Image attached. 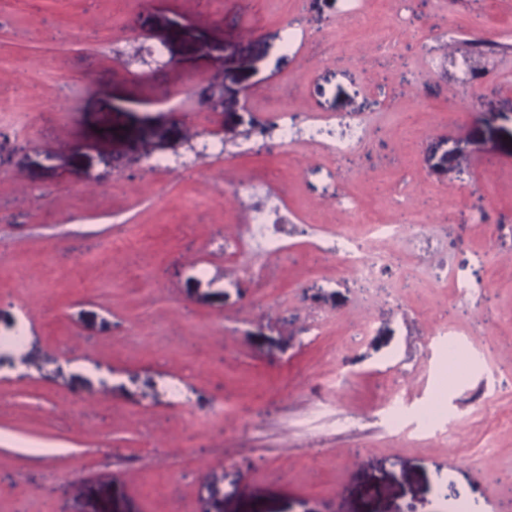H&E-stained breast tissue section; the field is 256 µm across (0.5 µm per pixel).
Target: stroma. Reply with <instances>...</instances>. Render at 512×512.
<instances>
[{
  "label": "stroma",
  "mask_w": 512,
  "mask_h": 512,
  "mask_svg": "<svg viewBox=\"0 0 512 512\" xmlns=\"http://www.w3.org/2000/svg\"><path fill=\"white\" fill-rule=\"evenodd\" d=\"M0 101V512H512V0H0ZM294 120L295 113L288 111L286 108L282 112L277 113L269 125H259L252 134L247 135L244 141L237 143L235 147L239 152H250L251 148L246 141L250 140L251 136L265 138L272 136L273 133H276L281 142H288L294 139L296 135ZM307 135L311 138L329 137L334 138L333 147L337 153L347 154L354 152L362 143L361 129L357 125H348L336 139L335 132L322 124H312L307 128ZM263 190L253 187L251 197L257 196L259 200L254 203L250 211L249 232L251 239L268 251H276L280 248V241L269 233V224L272 222L273 206L262 197ZM348 244L351 252L355 255L354 260L357 271L363 279H369L374 275L383 258L374 257L369 254L365 256V250L363 249L362 245L359 243L355 244L349 239Z\"/></svg>",
  "instance_id": "obj_1"
}]
</instances>
